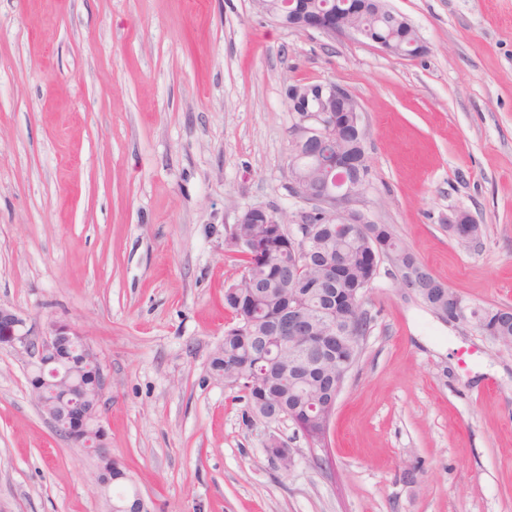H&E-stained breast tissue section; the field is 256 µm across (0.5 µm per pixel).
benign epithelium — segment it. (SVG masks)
<instances>
[{
	"mask_svg": "<svg viewBox=\"0 0 512 512\" xmlns=\"http://www.w3.org/2000/svg\"><path fill=\"white\" fill-rule=\"evenodd\" d=\"M376 0H342L341 6L331 9H313L308 0H287L293 23L288 28L303 31H322L340 35H357L395 53L394 44L373 36L363 25H351L349 18L362 19L376 12ZM290 112H321L327 116L337 111L338 103L346 104L343 111L351 113L348 126L356 133L365 131L362 123L363 109L351 93L334 82L292 83L285 90ZM336 133V122L327 126L308 117L288 132L292 148L314 157L317 144L326 133ZM336 177L317 194L300 197L305 213L312 217L334 219L341 226L372 223L371 209L366 191L358 181L363 174L348 163L336 164ZM244 210L233 225L228 242L251 252H259L260 246L239 233V225L248 218ZM449 231L462 242H473L474 231L461 213L448 220ZM440 315L450 321H466L474 318L467 311L461 297L448 295V308ZM327 322L334 326L332 317L324 307H319L318 318L305 312H292L280 320L275 332L298 342L293 356V366L300 369L321 363L333 354L336 344L345 343L344 336H326L325 344L317 349L309 347V334L315 322ZM0 343H7L30 359L31 391L41 411L54 423L57 431L70 441L89 449L102 465L112 467L115 461L109 446L106 430L101 421L102 401L107 379L98 366L99 358L85 337L75 326L60 320H51L42 330L34 333L25 329V320L13 309L0 306ZM267 446L274 448L272 456L277 466L294 463V451L287 441L271 436ZM111 512H145V500L138 492L112 501Z\"/></svg>",
	"mask_w": 512,
	"mask_h": 512,
	"instance_id": "benign-epithelium-1",
	"label": "benign epithelium"
}]
</instances>
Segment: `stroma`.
<instances>
[{"label":"stroma","instance_id":"obj_1","mask_svg":"<svg viewBox=\"0 0 512 512\" xmlns=\"http://www.w3.org/2000/svg\"><path fill=\"white\" fill-rule=\"evenodd\" d=\"M425 54L275 25L254 0H0V305L75 326L149 512H512V349L381 263L326 460L212 376L245 208L292 222L286 84L363 108L373 219L464 303L512 306V0H386ZM472 215L478 242L448 220ZM290 470L265 455L270 436ZM98 463L0 345V512H108ZM266 446L274 447L271 449L276 451V455H272V459L277 466L282 467V465L286 462L289 463V467L293 465L294 451L293 448H290L286 440H283L277 436H270L267 440ZM269 447H265L264 452L270 459V454H272L273 451L271 449H267Z\"/></svg>","mask_w":512,"mask_h":512}]
</instances>
